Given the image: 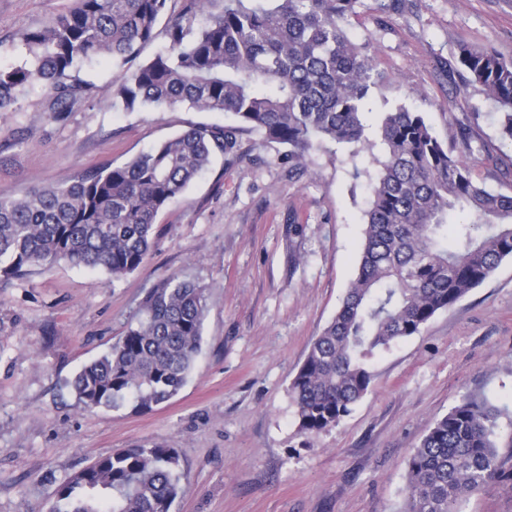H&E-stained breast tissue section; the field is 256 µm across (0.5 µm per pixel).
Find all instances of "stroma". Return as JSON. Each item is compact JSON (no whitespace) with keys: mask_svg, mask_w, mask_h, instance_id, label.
Wrapping results in <instances>:
<instances>
[{"mask_svg":"<svg viewBox=\"0 0 512 512\" xmlns=\"http://www.w3.org/2000/svg\"><path fill=\"white\" fill-rule=\"evenodd\" d=\"M73 0H0V68L21 62L23 33ZM361 0L350 33L370 42L393 81L372 92V151L330 146L289 176L285 146L238 135L157 217L159 236L135 272L113 279L61 262L0 281V512H51L59 489L99 457L158 441L179 454L183 494L172 512H402L407 463L430 425L467 395L512 421V258L415 336L369 360L374 379L330 430L299 431L289 385L312 339L334 317L356 274L369 206L367 170L380 113L404 105L448 139L470 127L467 156L487 188L512 192V142L478 88L446 75L458 47L490 45L512 58V0H405L379 19ZM75 111L45 115L37 88L0 112V192L63 183L123 164L191 124L233 125L188 106H112L109 64L83 66ZM449 140V139H448ZM205 286L201 353L166 403L135 412L81 406L71 381L134 323L170 276ZM509 479L472 496L465 512H512V444L499 438Z\"/></svg>","mask_w":512,"mask_h":512,"instance_id":"stroma-1","label":"stroma"}]
</instances>
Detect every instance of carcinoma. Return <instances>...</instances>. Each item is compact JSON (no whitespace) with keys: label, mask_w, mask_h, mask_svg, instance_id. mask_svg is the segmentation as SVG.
Returning a JSON list of instances; mask_svg holds the SVG:
<instances>
[{"label":"carcinoma","mask_w":512,"mask_h":512,"mask_svg":"<svg viewBox=\"0 0 512 512\" xmlns=\"http://www.w3.org/2000/svg\"><path fill=\"white\" fill-rule=\"evenodd\" d=\"M360 0H75L26 31L23 63L0 69V112L36 87L58 118L81 101L73 75L108 60L112 104L124 111L186 104L224 112L236 125L189 126L131 160L22 195L0 193V276L61 261L118 279L144 264L158 213L182 197L214 157L250 131L288 147L304 173L327 145L371 148L364 107L391 77L369 41L346 23ZM164 37L148 60L143 50ZM464 70L497 106L512 141V58L462 45L448 73ZM382 157H372L371 200L355 277L335 316L312 341L289 385L298 428L336 427L373 382L368 359L417 335L512 257V193L487 188L433 133L422 112L381 113ZM205 289L172 276L150 290L137 322L71 381L86 409L150 410L178 394L201 352ZM501 411L465 397L434 421L408 460L404 512H463L502 476ZM179 456L162 443L99 457L59 491L56 512H168L183 493Z\"/></svg>","instance_id":"obj_1"}]
</instances>
